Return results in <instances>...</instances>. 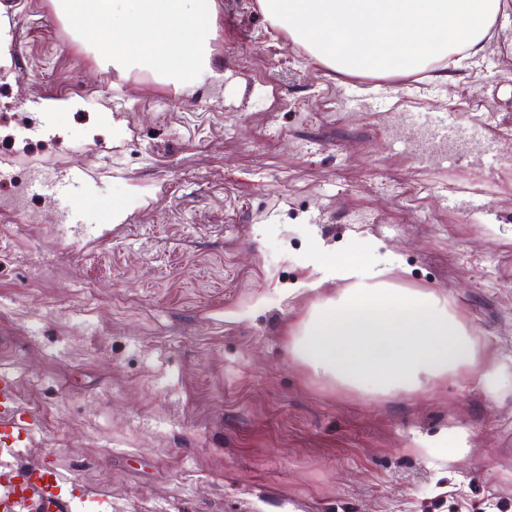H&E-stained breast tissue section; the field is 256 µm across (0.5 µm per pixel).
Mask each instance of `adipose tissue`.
I'll use <instances>...</instances> for the list:
<instances>
[{"label":"adipose tissue","instance_id":"adipose-tissue-1","mask_svg":"<svg viewBox=\"0 0 512 512\" xmlns=\"http://www.w3.org/2000/svg\"><path fill=\"white\" fill-rule=\"evenodd\" d=\"M265 18L318 66L337 75L390 76L429 70L452 78L462 60L483 56L512 0H257ZM73 39L108 65L149 74L177 89L216 78L211 43L217 0H52ZM363 240L349 256L320 241L307 248L317 277L291 293L319 291L308 312L288 325L296 358L321 377L365 394L417 390L466 372L493 388L478 367L474 341L447 300L395 287L367 261Z\"/></svg>","mask_w":512,"mask_h":512}]
</instances>
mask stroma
<instances>
[{
	"instance_id": "stroma-1",
	"label": "stroma",
	"mask_w": 512,
	"mask_h": 512,
	"mask_svg": "<svg viewBox=\"0 0 512 512\" xmlns=\"http://www.w3.org/2000/svg\"><path fill=\"white\" fill-rule=\"evenodd\" d=\"M218 4L222 76L179 91L103 79L47 0L0 12L12 163L117 172L72 187L68 233L38 194L0 227V369L39 422L21 464L57 461L103 512H512V16L454 81L378 83L267 34L256 0ZM313 236L370 240L396 287L446 298L494 393L315 376L287 340L315 301L288 292ZM447 432L464 453L416 446Z\"/></svg>"
}]
</instances>
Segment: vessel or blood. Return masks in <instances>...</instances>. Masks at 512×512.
I'll return each instance as SVG.
<instances>
[{"instance_id": "b4317fda", "label": "vessel or blood", "mask_w": 512, "mask_h": 512, "mask_svg": "<svg viewBox=\"0 0 512 512\" xmlns=\"http://www.w3.org/2000/svg\"><path fill=\"white\" fill-rule=\"evenodd\" d=\"M85 175L81 166L55 171L52 197L65 200L68 187ZM16 383L14 372L0 371V512H88L87 495L79 484H67L57 465L31 469L20 464L18 448L38 423L21 408Z\"/></svg>"}]
</instances>
